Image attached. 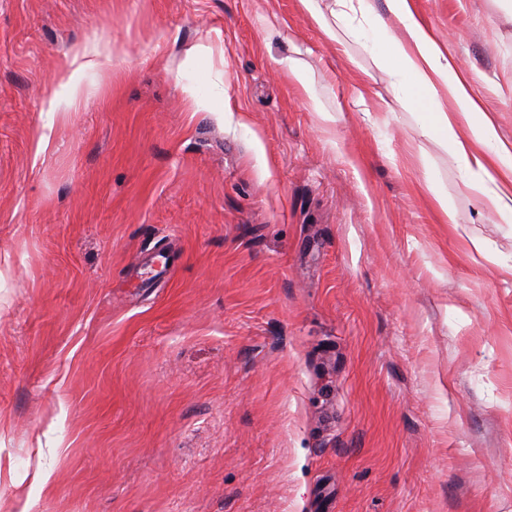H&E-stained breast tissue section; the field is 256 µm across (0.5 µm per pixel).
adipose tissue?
<instances>
[{
  "instance_id": "obj_1",
  "label": "adipose tissue",
  "mask_w": 512,
  "mask_h": 512,
  "mask_svg": "<svg viewBox=\"0 0 512 512\" xmlns=\"http://www.w3.org/2000/svg\"><path fill=\"white\" fill-rule=\"evenodd\" d=\"M337 22L347 31L368 26L371 45L379 66L390 76L395 99L405 109L422 119V132L433 137L471 174L469 186L486 197L501 215L512 218V148L507 147L490 118L473 122L480 112L461 71L448 48L436 37L432 27L417 10L415 0H385V12H378L375 0H334ZM98 55L75 52L70 68L57 76L65 97H52L49 109L71 112L85 100L80 78L100 66ZM470 122L469 137H462V122ZM497 172L501 182L489 188L490 172Z\"/></svg>"
}]
</instances>
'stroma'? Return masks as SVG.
Returning <instances> with one entry per match:
<instances>
[{"mask_svg": "<svg viewBox=\"0 0 512 512\" xmlns=\"http://www.w3.org/2000/svg\"><path fill=\"white\" fill-rule=\"evenodd\" d=\"M416 6L512 145V6ZM469 181L298 0H0V512H512V218ZM100 64L97 54L86 51L75 52L71 60V68L57 75V84L66 90V96L59 98L54 94L50 100L48 112H71L81 108L85 104L80 88L81 75L97 68Z\"/></svg>", "mask_w": 512, "mask_h": 512, "instance_id": "obj_1", "label": "stroma"}]
</instances>
